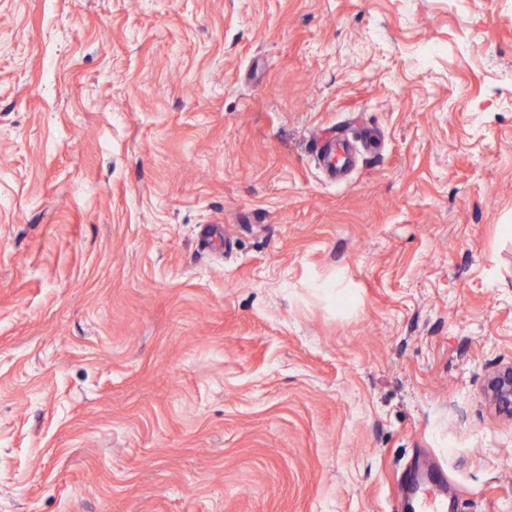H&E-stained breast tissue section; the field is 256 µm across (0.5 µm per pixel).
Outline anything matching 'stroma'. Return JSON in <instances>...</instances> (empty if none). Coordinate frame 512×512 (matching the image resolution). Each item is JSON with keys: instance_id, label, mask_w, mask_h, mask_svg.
Returning a JSON list of instances; mask_svg holds the SVG:
<instances>
[{"instance_id": "stroma-1", "label": "stroma", "mask_w": 512, "mask_h": 512, "mask_svg": "<svg viewBox=\"0 0 512 512\" xmlns=\"http://www.w3.org/2000/svg\"><path fill=\"white\" fill-rule=\"evenodd\" d=\"M508 224L512 0H0V512H512ZM350 152V144L345 140H339L337 145L334 144L329 150V154L323 156L319 163L328 167L329 175L332 179H336L341 175L343 165L341 160ZM488 392L498 411L512 417V365L490 377ZM418 484L415 489L417 512H447V503L436 491L437 482L431 474L421 476Z\"/></svg>"}]
</instances>
